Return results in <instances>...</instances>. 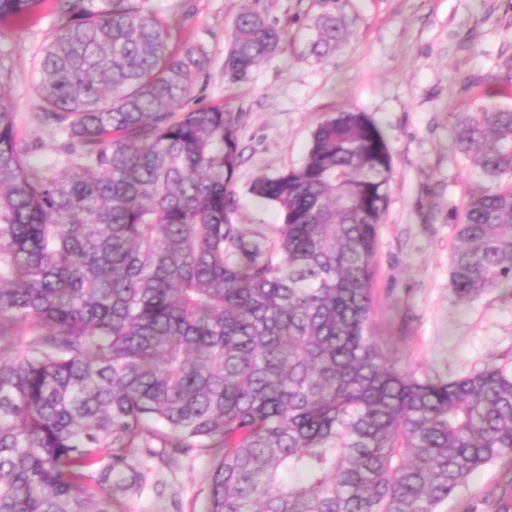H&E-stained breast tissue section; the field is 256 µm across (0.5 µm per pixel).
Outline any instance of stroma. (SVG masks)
Segmentation results:
<instances>
[{
	"mask_svg": "<svg viewBox=\"0 0 512 512\" xmlns=\"http://www.w3.org/2000/svg\"><path fill=\"white\" fill-rule=\"evenodd\" d=\"M179 41L204 48L210 78L196 104L238 113L242 161L230 223L273 242L282 218L250 192L261 176L298 166L314 129L342 110L368 113L392 152L393 175L377 229L372 328L385 354L419 379L455 380L495 365L512 373V288L467 299L449 288L457 219L478 178L453 145L457 122L477 107H512V0H339L344 38L311 54L323 0H146ZM259 9L284 31L249 77L224 78L237 16ZM54 33L48 9L26 29L0 23V92L21 135L39 139L34 162L54 173L58 137L34 118L36 62ZM112 512H204L215 446L176 448L164 435L118 451ZM440 512H512V457L469 476Z\"/></svg>",
	"mask_w": 512,
	"mask_h": 512,
	"instance_id": "1",
	"label": "stroma"
}]
</instances>
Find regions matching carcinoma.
<instances>
[{
  "label": "carcinoma",
  "mask_w": 512,
  "mask_h": 512,
  "mask_svg": "<svg viewBox=\"0 0 512 512\" xmlns=\"http://www.w3.org/2000/svg\"><path fill=\"white\" fill-rule=\"evenodd\" d=\"M145 0H51L36 119L68 175L30 162L0 95V512H111L112 449L163 430L223 449L205 512H437L512 455V374L449 382L398 369L370 333L392 154L367 113L338 112L302 163L251 187L278 238L228 223L239 115L177 107L209 79ZM40 0H0L26 28ZM335 11L310 52L343 38ZM282 29L236 18L240 81ZM479 170L448 287L512 282V108L454 130Z\"/></svg>",
  "instance_id": "obj_1"
}]
</instances>
